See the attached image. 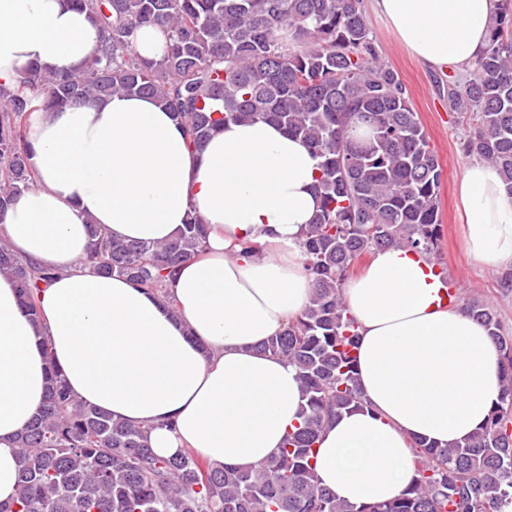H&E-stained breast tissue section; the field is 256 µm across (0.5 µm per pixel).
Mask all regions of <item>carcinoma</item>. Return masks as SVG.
Returning <instances> with one entry per match:
<instances>
[{
  "label": "carcinoma",
  "mask_w": 512,
  "mask_h": 512,
  "mask_svg": "<svg viewBox=\"0 0 512 512\" xmlns=\"http://www.w3.org/2000/svg\"><path fill=\"white\" fill-rule=\"evenodd\" d=\"M68 2L89 13L100 54L75 73L36 65L0 84V218L37 186L28 129L31 114L44 109L150 95L197 151L230 121H268L300 138L319 159L320 209L299 242L312 293L261 350L296 367L305 405L280 454L252 470L204 464L190 449L163 458L150 448L148 428L79 402L51 363L45 399L17 440V498L0 512H501L512 501V336L476 300L464 308L489 329L504 381L485 428L452 447L414 442L418 477L375 505L337 500L312 465L324 425L364 406L345 280L366 254L407 247L432 256L441 236L440 161L397 73L372 45L362 0ZM142 26L165 36L156 59L135 49ZM443 92L451 111L475 116L466 153L497 167L512 192V0H500L469 75L448 78ZM206 234L195 217L158 244L114 238L93 224L86 262L166 303L165 282L199 255ZM1 270L38 319V295L57 271L0 239Z\"/></svg>",
  "instance_id": "cac0c4a2"
}]
</instances>
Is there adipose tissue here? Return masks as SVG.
Returning a JSON list of instances; mask_svg holds the SVG:
<instances>
[{
  "label": "adipose tissue",
  "instance_id": "obj_1",
  "mask_svg": "<svg viewBox=\"0 0 512 512\" xmlns=\"http://www.w3.org/2000/svg\"><path fill=\"white\" fill-rule=\"evenodd\" d=\"M497 4L374 0L413 55L458 71L486 47ZM99 48L87 12L67 0H0L2 84L33 65L83 68ZM28 140L39 185L0 219V236L59 275L34 320L0 273V503L17 495L16 440L52 364L77 400L150 426L158 456L193 448L244 470L277 456L303 400L295 367L258 346L311 295L299 240L320 205L317 158L263 121L226 124L194 151L164 105L139 95L33 113ZM456 192L466 254L486 268L512 264V192L499 171L465 162ZM192 216L209 233L201 257L167 282V301L85 263L90 224L152 243ZM444 292L428 257L408 248L374 251L344 282L367 406L342 413L316 445L315 473L338 499L360 507L399 496L417 476L414 440L463 441L500 403L486 328Z\"/></svg>",
  "mask_w": 512,
  "mask_h": 512
}]
</instances>
